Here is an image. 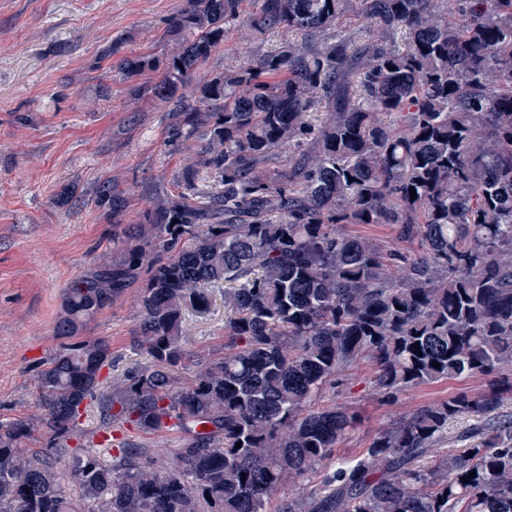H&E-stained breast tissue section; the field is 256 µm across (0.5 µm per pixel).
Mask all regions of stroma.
Segmentation results:
<instances>
[{
	"label": "stroma",
	"instance_id": "35a3bbf8",
	"mask_svg": "<svg viewBox=\"0 0 512 512\" xmlns=\"http://www.w3.org/2000/svg\"><path fill=\"white\" fill-rule=\"evenodd\" d=\"M184 0H0V422L27 421L30 455L48 449L40 418L37 374L55 350L63 294L90 264L115 248V224H139L147 205L181 192V171L190 151L173 141V120L164 104L134 98V83L120 68L123 57L162 55L170 48L165 20ZM287 30L259 33L239 28L198 69L196 79L238 68L241 46L252 55L275 51ZM115 42L119 51L98 69L87 63L97 47ZM109 180L127 203L119 218L98 206L96 189ZM138 288L82 327L78 338H102L112 348L107 379L89 399L80 441L94 447L103 464L114 450L98 447L100 398L124 375L148 364L138 344ZM224 291L216 289L209 313L187 314L188 355L182 377L193 376L224 352ZM372 367L360 361L323 392L324 406L345 404L360 423L333 458L321 463L305 485L320 491L323 474L338 460L361 456L383 428L461 391L486 389L485 377L427 383L385 399L369 386ZM144 455L181 447L177 430L145 433L113 424Z\"/></svg>",
	"mask_w": 512,
	"mask_h": 512
}]
</instances>
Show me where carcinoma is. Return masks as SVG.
Segmentation results:
<instances>
[{
    "instance_id": "1",
    "label": "carcinoma",
    "mask_w": 512,
    "mask_h": 512,
    "mask_svg": "<svg viewBox=\"0 0 512 512\" xmlns=\"http://www.w3.org/2000/svg\"><path fill=\"white\" fill-rule=\"evenodd\" d=\"M241 2L185 0L169 54L121 62L128 78L159 73L134 92L167 105L176 139L204 144L184 191L65 289L37 384L59 448L32 460L29 424L0 423V512H264L287 480L299 494L279 512H512V420L494 386L382 429L322 492L302 484L356 429L350 407H316L350 365L370 362L389 399L512 365V0H252L247 15ZM351 18L360 43L341 28ZM240 26L294 38L191 83ZM284 149L288 165L271 168ZM97 204L122 208L111 181ZM343 224H395L423 253L385 252ZM218 284L224 355L185 379L184 313L206 314ZM134 285L150 364L102 402L117 451L105 466L67 447L112 364L106 340L75 335ZM470 413L485 420L463 450L416 465ZM114 420L186 439L156 468L112 437ZM65 455L79 500L58 477Z\"/></svg>"
}]
</instances>
